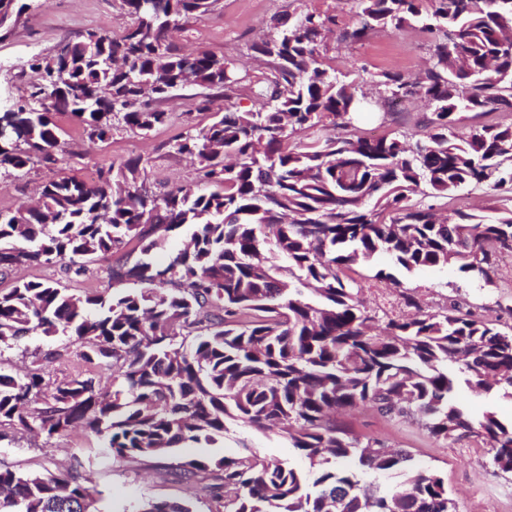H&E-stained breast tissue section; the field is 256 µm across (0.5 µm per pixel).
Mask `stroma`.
Returning a JSON list of instances; mask_svg holds the SVG:
<instances>
[{
    "label": "stroma",
    "instance_id": "1",
    "mask_svg": "<svg viewBox=\"0 0 512 512\" xmlns=\"http://www.w3.org/2000/svg\"><path fill=\"white\" fill-rule=\"evenodd\" d=\"M285 12L329 14L335 16L341 29L357 20L353 0H217L208 14L183 22L181 30L174 32L173 41L184 50L202 48L235 58L242 72L259 76L269 72L270 67L266 61L254 59L249 46L252 41L274 35L273 19ZM130 23L120 0H34L32 9L13 31L0 34V96L16 100L25 96L35 79L29 68L34 57L53 53L60 44L77 39L86 30L117 36ZM327 44L329 63L350 72L359 88L370 96L375 93L373 81L380 73L397 70L414 78L423 73L430 61L425 39L415 26L379 31L360 44L341 43L332 35ZM195 94V89L187 88L160 101V108L171 112L172 121L146 137L121 127L106 142H92L71 115H56L60 140L67 152L65 164L59 169L35 164L17 175L1 172L0 211L13 212L34 203L39 187L60 175L90 179L98 169L130 159L139 160L141 178L154 192L162 193L193 181L195 174L189 159L170 153L167 144L181 133L211 123L210 113L194 111ZM430 113L427 102L415 99L389 112L360 114L343 134L365 138L391 134L414 140L426 133ZM434 205L444 215L457 209L485 215L494 208L512 209V197L480 185L457 196L436 198ZM134 262V256L121 252L100 257L89 263L86 274L80 276L65 272L58 264L20 266L0 275V291H8L20 279H43L60 281L80 292L89 289L108 296L113 291V269L128 268ZM493 262L494 274L488 283L465 276L451 266L409 273L395 268L383 254L355 265L350 277L359 308L374 317L376 326H384L391 317L412 315L417 308L425 312L454 308L507 331L512 329V267L499 255ZM381 269L393 273L395 282L377 278ZM409 295L413 296L415 307L407 306L405 298ZM50 351L56 352L57 357L48 362L44 355ZM78 351L79 345L72 337L34 333L19 346L0 351V362L19 374L41 364L44 379L50 385L78 372L97 376V367L81 360ZM336 422L361 440H377L407 450L417 468L438 472L455 502L456 512H512V473L501 472L493 465L492 452L482 438H438L425 427L421 416L386 417L368 405L338 413ZM241 439L264 457L286 460L301 469L309 466L307 459L289 448L286 435L239 429L226 439L227 451H235ZM203 453V448L192 445L165 457L117 461L101 438L78 429L48 442L18 432L0 441V463L19 471L59 473L79 465L89 485L101 493L99 512H134L139 503L148 499L188 503L194 512H209V501L199 483L181 476L182 462Z\"/></svg>",
    "mask_w": 512,
    "mask_h": 512
}]
</instances>
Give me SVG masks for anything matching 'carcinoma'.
<instances>
[{
    "label": "carcinoma",
    "instance_id": "carcinoma-1",
    "mask_svg": "<svg viewBox=\"0 0 512 512\" xmlns=\"http://www.w3.org/2000/svg\"><path fill=\"white\" fill-rule=\"evenodd\" d=\"M132 24L118 37L88 31L32 60L24 103L0 112V171L32 160L57 167L66 150L56 113H69L91 141L116 125L142 135L169 114L153 106L185 87L237 91V63L172 42L178 20L207 14L217 0H121ZM359 21L339 40L359 43L378 28L417 26L430 66L409 79L385 71L380 103L423 98L434 106L423 139L343 138L361 96L320 49L330 15L274 18L276 34L252 43L270 74L250 83L253 107L229 108L169 147L190 157L196 182L161 194L138 184L140 161L94 182L61 176L39 188L38 207L0 212V270L57 262L79 276L100 255L128 246L140 258L106 298L77 295L57 281H19L0 292V349L30 333L75 337L87 362L112 369L111 389L74 376L45 395L44 378L0 368V440L18 426L40 438L80 427L113 458L161 457L186 443L213 446L230 427L280 428L309 462L306 471L268 461L245 441L231 456L183 463L203 477L209 512H455L434 471L384 495L360 485L364 470L402 471L403 450L366 444L330 414L370 403L384 416L418 413L435 436L476 435L493 463L512 472V421H474L456 399L459 377L512 398V333L469 315L420 313L391 319L381 333L355 302L347 271L381 252L398 268L446 266L490 278V257L512 252V210L487 219L437 214L410 203L487 185L512 194V125L484 124L448 136L454 112L512 109V0H356ZM30 5L0 0V30ZM309 140L290 142L298 133ZM185 227L189 241L168 263L157 251ZM287 265L282 266L279 261ZM98 491L74 469L64 477L0 464V512H97ZM135 512H192L148 500Z\"/></svg>",
    "mask_w": 512,
    "mask_h": 512
}]
</instances>
